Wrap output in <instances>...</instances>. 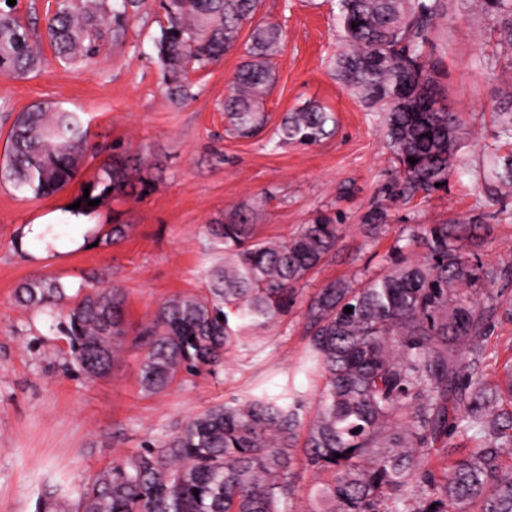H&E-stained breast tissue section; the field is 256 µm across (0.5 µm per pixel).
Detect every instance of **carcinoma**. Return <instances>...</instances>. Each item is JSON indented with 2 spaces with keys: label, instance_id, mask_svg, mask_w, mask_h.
<instances>
[{
  "label": "carcinoma",
  "instance_id": "carcinoma-1",
  "mask_svg": "<svg viewBox=\"0 0 512 512\" xmlns=\"http://www.w3.org/2000/svg\"><path fill=\"white\" fill-rule=\"evenodd\" d=\"M338 2L343 46L334 66L368 106L384 107L402 176L398 194L438 191L461 130L457 114L435 108L437 82L425 62L445 0ZM146 4L61 0L44 17L49 45L61 62L84 63L101 52L99 22L118 25ZM260 5L160 0L157 57L169 94L181 100L192 97L189 71L220 61L249 29L246 60L224 101L226 131L237 138L267 124L264 99L276 79L281 30L254 22ZM481 8L512 60V0H481ZM12 10L0 7V75L22 77L39 67L43 51ZM335 126L334 113L312 105L289 113L276 134L312 145ZM88 139L79 113L33 105L12 124L0 181L34 198L56 193L85 165ZM129 184V161L112 159L88 183L79 211ZM342 231L326 215L278 241L254 238L246 215L214 225L224 264L211 271L205 292L167 298L136 331L141 390L160 393L185 374L215 371L237 338L229 315L246 328L287 314L298 285L336 250ZM467 231L428 224L418 236L421 258L396 244L384 274L316 289L304 311V371L321 379L309 418L298 391L286 404L262 396L213 406L76 488L75 512H293L298 465L318 477L309 512H512V364L506 385H494L483 352L492 318L500 311L512 318V299L477 287L479 267L458 245ZM125 233L124 225L103 224L95 240L108 244ZM463 281L476 288L466 293ZM17 300L66 308L59 326L71 359L91 378L109 372L129 335L117 288L70 295L58 280L38 279L20 287Z\"/></svg>",
  "mask_w": 512,
  "mask_h": 512
}]
</instances>
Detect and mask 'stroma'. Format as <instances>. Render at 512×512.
<instances>
[{
    "label": "stroma",
    "mask_w": 512,
    "mask_h": 512,
    "mask_svg": "<svg viewBox=\"0 0 512 512\" xmlns=\"http://www.w3.org/2000/svg\"><path fill=\"white\" fill-rule=\"evenodd\" d=\"M337 13L338 0H262L260 18L279 24L283 39L264 101L269 121L252 139L227 134L224 117L246 36L218 63L189 73L192 97L178 100L157 63L154 7L130 16L123 32L102 26V51L88 64L66 68L49 57L24 78L0 76V150L17 113L43 101L80 113L90 145L99 148L49 197L29 200L0 186V512H37L46 482L85 484L212 406L292 388L313 399L320 380L298 369L309 295L332 280L383 273L396 241L425 225H469L463 248L487 273L512 259V182L490 167L491 158L512 153L498 136L496 116L512 92V67L498 58L477 0H447L445 18L430 34L426 59L438 105L460 113L464 130L447 189L410 199L395 194L399 175L383 112L367 108L327 65L342 46ZM310 104L335 114L334 134L311 146L279 142L273 132L283 118ZM125 153L142 158L146 193L109 197L86 216L90 224L126 225L124 238L73 245L66 235L71 204L104 163ZM242 213L263 237L285 238L322 213L344 231L287 314L242 331L217 373L187 375L164 392L144 394L142 352L129 340L109 375L89 380L67 366L56 308L16 299L21 285L44 277L60 279L71 294L115 287L126 297L130 330H137L164 299L204 291L211 268L224 258L209 227ZM378 214L387 232L373 238L367 226ZM35 223L61 233L59 251L43 257L34 243L16 250L23 225ZM485 348L493 381L505 382L512 320L494 319Z\"/></svg>",
    "instance_id": "obj_1"
}]
</instances>
